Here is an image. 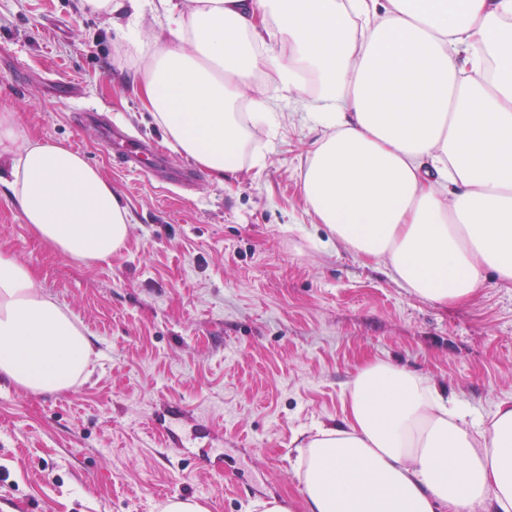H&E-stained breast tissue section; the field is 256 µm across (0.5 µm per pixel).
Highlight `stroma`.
<instances>
[{"label":"stroma","mask_w":512,"mask_h":512,"mask_svg":"<svg viewBox=\"0 0 512 512\" xmlns=\"http://www.w3.org/2000/svg\"><path fill=\"white\" fill-rule=\"evenodd\" d=\"M139 54L82 0H0V112L24 133L81 151L129 208L125 246L86 265L42 243L0 186V251L36 274L93 342L87 375L55 393L0 381V512H161L203 495L210 512H304L295 447L342 424L357 371L384 361L422 375L490 422L512 400V283L487 273L465 303L437 305L384 264L330 241L302 174L323 130L306 99L262 77L274 124L251 123L231 182L186 191L152 167L187 156L131 91ZM161 144L140 171L110 141L82 139L76 111ZM219 448L215 470L179 443Z\"/></svg>","instance_id":"1"}]
</instances>
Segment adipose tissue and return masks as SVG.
<instances>
[{"label":"adipose tissue","instance_id":"obj_1","mask_svg":"<svg viewBox=\"0 0 512 512\" xmlns=\"http://www.w3.org/2000/svg\"><path fill=\"white\" fill-rule=\"evenodd\" d=\"M121 14L143 56L133 91L178 151L219 178L246 144L244 89L316 82L323 128L302 176L330 237L383 262L415 295L465 302L494 272L512 283V0H160L165 42L140 43L144 0H85ZM6 186L56 251L103 262L130 212L101 170L29 138L0 113ZM93 353L28 266L0 252V378L74 386ZM424 377L386 362L347 387L346 418L297 447L305 512H512V401L489 425Z\"/></svg>","mask_w":512,"mask_h":512}]
</instances>
